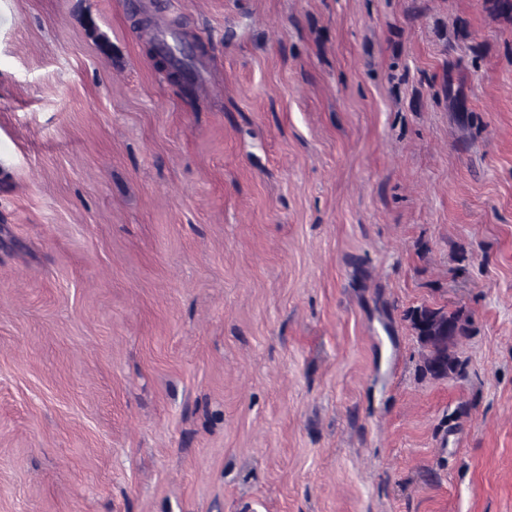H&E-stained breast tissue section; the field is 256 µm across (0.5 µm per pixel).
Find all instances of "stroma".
<instances>
[{
  "mask_svg": "<svg viewBox=\"0 0 512 512\" xmlns=\"http://www.w3.org/2000/svg\"><path fill=\"white\" fill-rule=\"evenodd\" d=\"M0 512H512V23L0 0ZM154 43L158 54L168 60L171 68L181 72L184 79L192 83L195 78L196 57L186 51L183 41L176 42L174 46L167 45L164 41ZM173 50H176L178 56L173 53ZM405 318L427 350L420 368L423 375L444 379L461 370L453 348L471 331V317L463 309L423 305L408 310Z\"/></svg>",
  "mask_w": 512,
  "mask_h": 512,
  "instance_id": "35a3bbf8",
  "label": "stroma"
}]
</instances>
